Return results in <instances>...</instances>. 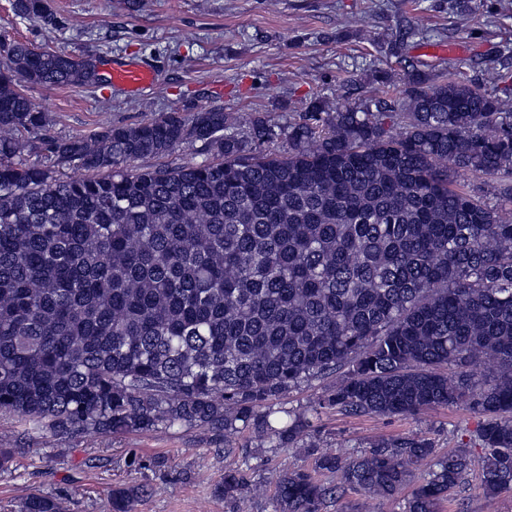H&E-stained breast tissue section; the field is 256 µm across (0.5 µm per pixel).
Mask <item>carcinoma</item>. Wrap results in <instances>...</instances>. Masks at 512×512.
<instances>
[{"label":"carcinoma","mask_w":512,"mask_h":512,"mask_svg":"<svg viewBox=\"0 0 512 512\" xmlns=\"http://www.w3.org/2000/svg\"><path fill=\"white\" fill-rule=\"evenodd\" d=\"M13 8L51 18L46 0ZM82 63L0 39L1 415L60 436L205 427L226 456L247 429L307 450L308 412L276 428L272 403L334 376L312 412L484 414L481 487L512 490V215L484 200L512 203V97L416 71L389 102L383 71L380 93L318 98L284 123L174 110L49 136L24 87L84 86ZM198 143L212 159L136 165ZM428 459L409 512H438L470 458L439 457L422 434L320 454L333 483L279 472L275 512H322L348 490L391 497ZM246 488L226 467L215 493ZM142 493L113 490L112 512ZM22 512L62 507L32 495Z\"/></svg>","instance_id":"obj_1"}]
</instances>
